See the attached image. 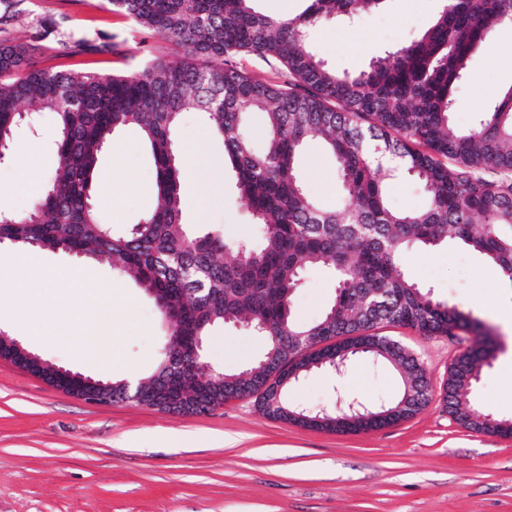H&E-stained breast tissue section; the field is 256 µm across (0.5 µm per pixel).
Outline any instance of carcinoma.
Listing matches in <instances>:
<instances>
[{"label":"carcinoma","instance_id":"carcinoma-1","mask_svg":"<svg viewBox=\"0 0 512 512\" xmlns=\"http://www.w3.org/2000/svg\"><path fill=\"white\" fill-rule=\"evenodd\" d=\"M138 25L158 30L180 60L128 74L23 67L22 43L0 45V159L14 132L53 117L57 166L44 194L20 218L0 215V241L109 260L150 295L175 343L142 379L141 396L167 412L197 414L247 395L265 416L331 432L377 430L372 414L395 409L418 387L411 418L432 398L419 359L377 333L400 325L428 336L478 322L407 278L398 261L409 245L454 241L497 266L512 283V87L466 130L451 126L454 93L472 52L505 21L512 0H442L421 37L378 57L368 69L339 74L307 44V31L331 18L361 16L384 0H308L294 17L256 12L251 0H106ZM277 61L289 79L265 83L228 64L233 55ZM207 115L224 143L243 206L258 241L228 242L218 231L184 223L181 159L173 132L182 112ZM263 116L264 146L246 123ZM139 129L155 166L154 202L128 234L102 223L93 198L96 165L115 132ZM316 137L339 165L341 204L307 195L296 158ZM403 172L422 185L420 210L390 207L386 182ZM321 266L336 297L317 322L291 313L303 272ZM246 325L264 343L240 373H207L194 363L197 342L219 326ZM369 354L401 377L394 399L311 411L289 388L318 369ZM487 341L450 366L442 401L477 433L512 435V419L478 411L470 396L490 365Z\"/></svg>","mask_w":512,"mask_h":512}]
</instances>
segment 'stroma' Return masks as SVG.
<instances>
[{
    "label": "stroma",
    "mask_w": 512,
    "mask_h": 512,
    "mask_svg": "<svg viewBox=\"0 0 512 512\" xmlns=\"http://www.w3.org/2000/svg\"><path fill=\"white\" fill-rule=\"evenodd\" d=\"M439 8L438 0H385L354 22L329 20L308 32L309 46L340 72L365 70L371 59L416 39ZM27 46L32 69L108 73L136 71L176 55L167 39L135 26L103 0H0V43ZM512 85V27H498L487 47L470 58L466 80L455 91L452 121L471 126L477 112ZM201 112L182 113L175 131L178 149L202 144L213 160L207 175L184 170L183 196L201 210L186 209L188 224L221 231L226 240L256 237L242 206L235 175L224 164L221 140L198 134ZM120 152L105 148L94 181L97 207L114 232L136 224L147 207L106 184L120 168L142 184L155 181L152 157L133 128L117 132ZM49 121L20 126L17 142H37L43 154L35 179L19 184L14 158L0 160V214L24 215L28 193L42 194L57 163ZM304 187L320 204L337 206L342 196L335 160L310 140L300 161ZM42 261L73 271L93 266L112 287L114 353L111 369L82 357L86 344L25 338L8 295L0 296V331L21 339L30 352L58 367L112 381L154 372L167 340L161 314L133 279L111 263L92 262L44 249ZM401 271L432 295L491 328L495 347L477 386L476 406L512 417V325L492 307L512 306V282L495 265L456 246L425 252L404 250ZM335 286L323 270H309L296 289L292 314L302 323L322 316ZM389 336L424 365L434 394L412 418L368 433L301 428L263 415L246 397L201 414H172L132 402L90 404L0 360V512H512V436L461 427L442 402L453 361L477 340L459 329L450 336L384 326ZM262 341L237 326L216 328L204 343L207 369L231 372L259 357ZM401 386L388 366L368 357L344 374L320 370L294 386L295 405L332 408L346 399L375 402Z\"/></svg>",
    "instance_id": "1"
}]
</instances>
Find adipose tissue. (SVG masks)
Returning a JSON list of instances; mask_svg holds the SVG:
<instances>
[{"instance_id":"ef3b65f1","label":"adipose tissue","mask_w":512,"mask_h":512,"mask_svg":"<svg viewBox=\"0 0 512 512\" xmlns=\"http://www.w3.org/2000/svg\"><path fill=\"white\" fill-rule=\"evenodd\" d=\"M0 280L11 283V301L22 329L35 341L47 337L46 316L66 326L68 332L94 346L104 366L112 364V308L95 274H75L45 265L33 250H22L0 259Z\"/></svg>"}]
</instances>
